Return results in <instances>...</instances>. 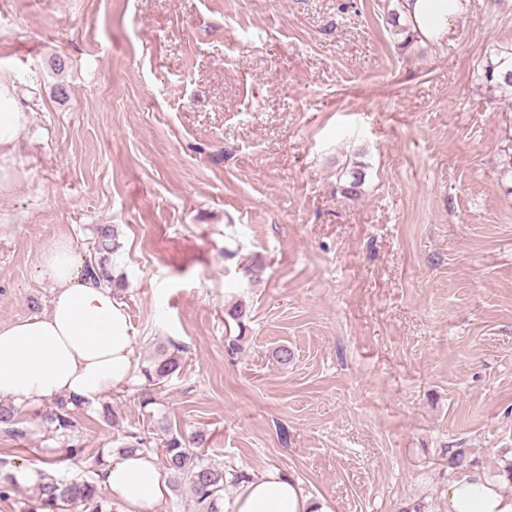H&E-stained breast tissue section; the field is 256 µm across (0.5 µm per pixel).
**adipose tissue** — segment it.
Masks as SVG:
<instances>
[{"label":"adipose tissue","instance_id":"adipose-tissue-1","mask_svg":"<svg viewBox=\"0 0 512 512\" xmlns=\"http://www.w3.org/2000/svg\"><path fill=\"white\" fill-rule=\"evenodd\" d=\"M466 11V0H403V17L417 40L440 42ZM38 273L52 289L48 308L0 326V399L24 408L57 396L85 403L139 383L130 318L111 287L90 275L71 243L57 241ZM101 487L123 512H154L170 495L157 455L136 450L107 459ZM444 512H512V488L478 472L447 485ZM224 512H331L300 482L269 467L224 498Z\"/></svg>","mask_w":512,"mask_h":512}]
</instances>
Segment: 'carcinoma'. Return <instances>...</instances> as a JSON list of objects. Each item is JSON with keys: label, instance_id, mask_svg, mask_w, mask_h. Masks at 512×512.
Wrapping results in <instances>:
<instances>
[{"label": "carcinoma", "instance_id": "obj_1", "mask_svg": "<svg viewBox=\"0 0 512 512\" xmlns=\"http://www.w3.org/2000/svg\"><path fill=\"white\" fill-rule=\"evenodd\" d=\"M400 11L394 9L388 15L387 23L395 35L403 36L398 43L400 48L410 47L415 37L408 26L401 24ZM481 80L488 89L490 97L495 99L498 109L512 112V55L489 58L482 67ZM341 176L346 178L342 192L356 196L364 182V173L358 168L343 169ZM121 248L118 229L107 224L96 228L95 238L90 250V258L85 261V267L94 271L102 281L114 288L123 287L122 279L115 276L112 267L108 265V255L116 253ZM182 368V357L175 351L162 350L140 368L145 391L142 392L143 405L153 403L152 390L162 387V383L178 373ZM23 409L11 401H0V429L4 432L24 436V431L18 428L22 423ZM44 419L55 425V431L61 432L72 444L67 446L68 457L82 459L89 457L87 449L72 435L73 422L67 403L60 401L49 409ZM203 444V436L194 434L189 437L167 430L162 449L163 464L170 474L171 486L178 489L181 484L189 485L196 504L205 512H223L224 500V471L210 463L206 455L192 449V446ZM448 453V468L455 474L463 473L473 467L466 448H450ZM103 455L92 456L89 466L91 475L81 480H64L46 472L39 473L35 483L36 499L43 509L52 512H68L70 507L81 504L86 512H119V507L110 501L101 499L97 494L93 473L102 464ZM8 462L0 461V499L8 500L17 486L11 471L7 470Z\"/></svg>", "mask_w": 512, "mask_h": 512}]
</instances>
